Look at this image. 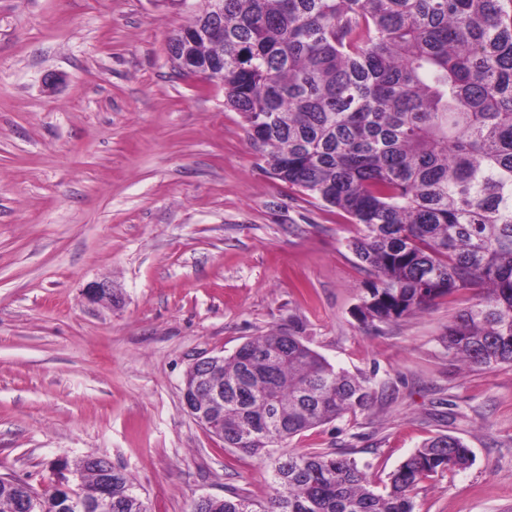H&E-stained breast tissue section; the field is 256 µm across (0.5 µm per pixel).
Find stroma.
<instances>
[{
  "label": "stroma",
  "mask_w": 512,
  "mask_h": 512,
  "mask_svg": "<svg viewBox=\"0 0 512 512\" xmlns=\"http://www.w3.org/2000/svg\"><path fill=\"white\" fill-rule=\"evenodd\" d=\"M163 0H0V477L39 489L57 459L106 458L152 512L273 493L270 471L187 414L184 372L290 330L365 379L362 412L290 445L369 483L426 439L474 456L412 491L415 512H512V367L441 338L468 294L374 327L351 219L259 168L222 87L179 74ZM115 305L90 302L91 282Z\"/></svg>",
  "instance_id": "1"
}]
</instances>
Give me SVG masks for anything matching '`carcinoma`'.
<instances>
[{
  "mask_svg": "<svg viewBox=\"0 0 512 512\" xmlns=\"http://www.w3.org/2000/svg\"><path fill=\"white\" fill-rule=\"evenodd\" d=\"M224 42L198 37L193 65L215 71L273 178L363 226L350 248L373 274L355 307L366 325L471 293L442 337L471 367L512 365V0H224ZM224 380V446L271 469L265 504L234 496L192 512H414L423 479L464 470L459 438L426 440L382 490L356 460L283 447L373 400L291 332L243 343L213 372ZM80 465L96 512H150L102 457ZM72 512L52 483L0 478V512Z\"/></svg>",
  "mask_w": 512,
  "mask_h": 512,
  "instance_id": "1",
  "label": "carcinoma"
}]
</instances>
